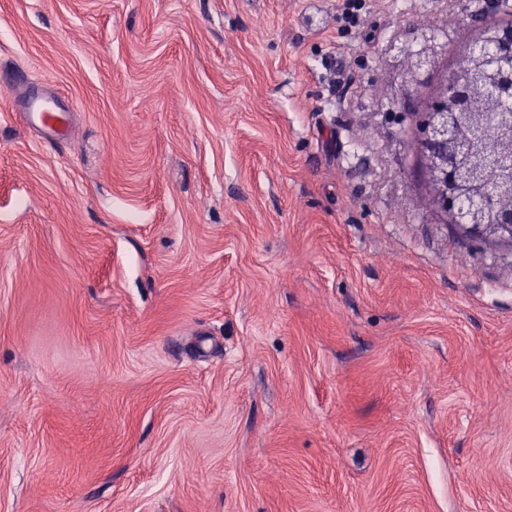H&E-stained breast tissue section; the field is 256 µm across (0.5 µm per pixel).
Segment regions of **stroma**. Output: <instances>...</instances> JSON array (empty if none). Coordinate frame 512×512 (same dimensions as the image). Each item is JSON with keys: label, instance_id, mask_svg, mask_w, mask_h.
<instances>
[{"label": "stroma", "instance_id": "35a3bbf8", "mask_svg": "<svg viewBox=\"0 0 512 512\" xmlns=\"http://www.w3.org/2000/svg\"><path fill=\"white\" fill-rule=\"evenodd\" d=\"M497 11L0 0V512H512V249L418 153ZM17 104L20 117L27 126L45 132L52 140L66 134L70 109L63 100L29 90Z\"/></svg>", "mask_w": 512, "mask_h": 512}]
</instances>
